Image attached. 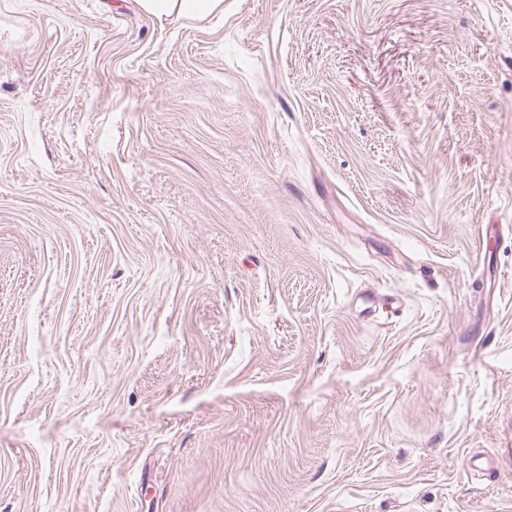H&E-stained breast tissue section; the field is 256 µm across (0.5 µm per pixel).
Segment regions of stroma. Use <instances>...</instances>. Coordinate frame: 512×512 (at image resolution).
Listing matches in <instances>:
<instances>
[{
  "mask_svg": "<svg viewBox=\"0 0 512 512\" xmlns=\"http://www.w3.org/2000/svg\"><path fill=\"white\" fill-rule=\"evenodd\" d=\"M0 512H512V0H0ZM146 10L165 16L177 13L182 16H204L215 10L222 0H141Z\"/></svg>",
  "mask_w": 512,
  "mask_h": 512,
  "instance_id": "obj_1",
  "label": "stroma"
}]
</instances>
